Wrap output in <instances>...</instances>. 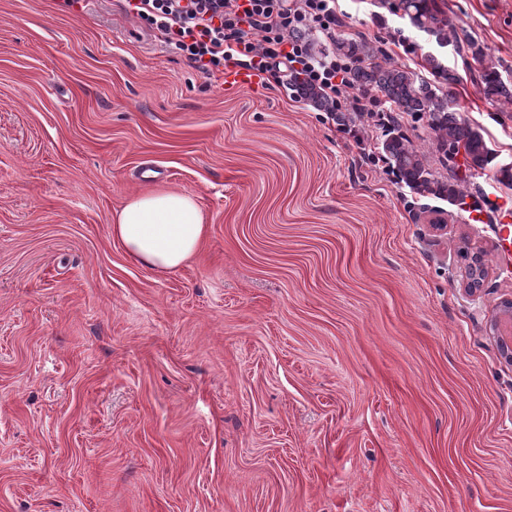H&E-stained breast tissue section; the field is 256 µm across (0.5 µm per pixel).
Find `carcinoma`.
Here are the masks:
<instances>
[{"label": "carcinoma", "mask_w": 512, "mask_h": 512, "mask_svg": "<svg viewBox=\"0 0 512 512\" xmlns=\"http://www.w3.org/2000/svg\"><path fill=\"white\" fill-rule=\"evenodd\" d=\"M392 12L401 14L416 32L436 44V49L424 53L420 64L434 80L392 63L382 50L363 38L338 36L330 40V46L318 48V52L329 51L348 62L351 87L390 106L392 115L380 124L378 150L392 169L396 184L407 189L415 200L437 199L462 211L473 209L476 202H466V198L474 197L470 192L472 179L478 171L486 170L498 153L489 146L481 129L463 118L457 109L458 75L448 65L447 48H452L468 70L478 72L486 96L502 97L512 103V88L502 81L481 44L466 33L459 34L437 0H393ZM288 84L318 109L336 112L338 124L347 127L358 119L353 112L334 110L328 99L301 74L291 73ZM405 119L426 121L432 131L427 148L415 145L405 133ZM460 154L464 158L461 165L456 161ZM436 164L448 175L440 174L434 168Z\"/></svg>", "instance_id": "1"}]
</instances>
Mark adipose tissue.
Here are the masks:
<instances>
[{
	"label": "adipose tissue",
	"instance_id": "obj_1",
	"mask_svg": "<svg viewBox=\"0 0 512 512\" xmlns=\"http://www.w3.org/2000/svg\"><path fill=\"white\" fill-rule=\"evenodd\" d=\"M111 234L133 260L163 273L178 269L195 255L207 226L191 196L153 191L132 197L116 212Z\"/></svg>",
	"mask_w": 512,
	"mask_h": 512
}]
</instances>
